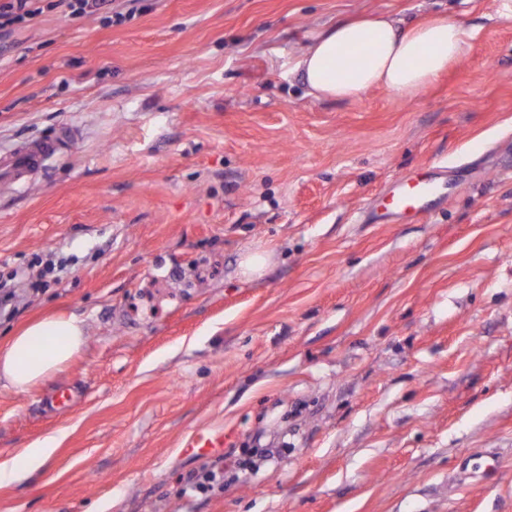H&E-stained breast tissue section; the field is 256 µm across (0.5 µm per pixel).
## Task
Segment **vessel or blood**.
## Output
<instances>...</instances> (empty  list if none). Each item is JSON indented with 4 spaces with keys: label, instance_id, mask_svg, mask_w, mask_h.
<instances>
[{
    "label": "vessel or blood",
    "instance_id": "obj_1",
    "mask_svg": "<svg viewBox=\"0 0 512 512\" xmlns=\"http://www.w3.org/2000/svg\"><path fill=\"white\" fill-rule=\"evenodd\" d=\"M57 151L53 139H36L12 151L0 154V185H21L37 175L45 161ZM437 176L430 170H419L403 175L385 197L381 217L403 215L421 219L428 215L440 200ZM189 447L218 450L224 446L220 430L196 432L188 441Z\"/></svg>",
    "mask_w": 512,
    "mask_h": 512
}]
</instances>
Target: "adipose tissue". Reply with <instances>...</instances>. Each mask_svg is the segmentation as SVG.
Instances as JSON below:
<instances>
[{"instance_id":"1","label":"adipose tissue","mask_w":512,"mask_h":512,"mask_svg":"<svg viewBox=\"0 0 512 512\" xmlns=\"http://www.w3.org/2000/svg\"><path fill=\"white\" fill-rule=\"evenodd\" d=\"M469 38L448 17L411 26L387 15L357 18L322 32L294 69L320 100H355L374 87L412 97L466 53ZM85 341L84 324L75 316L32 321L0 343V382L26 392L71 360Z\"/></svg>"}]
</instances>
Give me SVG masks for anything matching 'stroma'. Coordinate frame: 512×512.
<instances>
[{
    "instance_id": "1",
    "label": "stroma",
    "mask_w": 512,
    "mask_h": 512,
    "mask_svg": "<svg viewBox=\"0 0 512 512\" xmlns=\"http://www.w3.org/2000/svg\"><path fill=\"white\" fill-rule=\"evenodd\" d=\"M503 2L139 0L0 40V152L62 143L0 190V340L50 313L87 330L28 392L0 384V463L55 441L0 512H512ZM378 14L448 16L471 48L411 98L310 95L297 55ZM427 164L442 204L367 222ZM207 428L218 453L186 447ZM206 464L223 484L185 496Z\"/></svg>"
}]
</instances>
